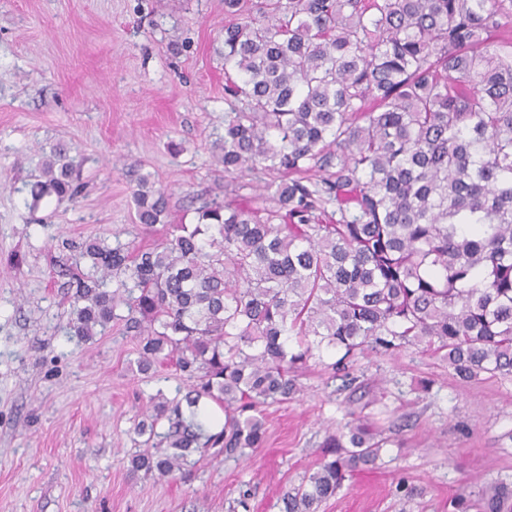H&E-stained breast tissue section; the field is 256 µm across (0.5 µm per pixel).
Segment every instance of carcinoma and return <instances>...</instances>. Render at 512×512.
Masks as SVG:
<instances>
[{
  "instance_id": "obj_1",
  "label": "carcinoma",
  "mask_w": 512,
  "mask_h": 512,
  "mask_svg": "<svg viewBox=\"0 0 512 512\" xmlns=\"http://www.w3.org/2000/svg\"><path fill=\"white\" fill-rule=\"evenodd\" d=\"M224 70L218 162L278 177L203 203L152 248L95 238L75 260L90 262L75 335L123 319L140 372L169 362L186 381L153 398L129 470L170 479L195 453L261 447V408L297 395L326 352L348 389L358 356L410 348L465 381L512 376V0H224ZM76 167L54 149L31 207L74 199ZM133 199L143 228L167 216L148 177ZM210 404L217 431L200 418ZM349 417L280 512H318L395 442ZM448 512H512V483L458 493Z\"/></svg>"
}]
</instances>
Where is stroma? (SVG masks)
Wrapping results in <instances>:
<instances>
[{
  "label": "stroma",
  "mask_w": 512,
  "mask_h": 512,
  "mask_svg": "<svg viewBox=\"0 0 512 512\" xmlns=\"http://www.w3.org/2000/svg\"><path fill=\"white\" fill-rule=\"evenodd\" d=\"M224 0H0V512H280L352 405L323 363L302 394L266 407L262 448L200 461L174 480L130 475L150 396L174 397L173 366L132 371L137 339L111 322L68 328L72 243L147 246L193 224L203 201L261 192L217 163L224 134ZM67 147L76 200L30 209L28 184ZM168 197L165 224L135 232L141 176ZM398 430L375 469L353 472L319 512H448L457 492L512 482V377L463 382L412 350L353 370Z\"/></svg>",
  "instance_id": "1"
}]
</instances>
